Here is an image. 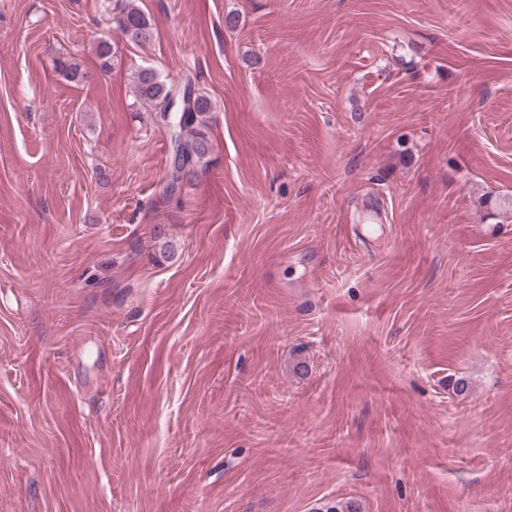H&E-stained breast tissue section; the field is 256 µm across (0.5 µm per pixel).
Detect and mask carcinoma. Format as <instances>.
<instances>
[{
  "label": "carcinoma",
  "mask_w": 512,
  "mask_h": 512,
  "mask_svg": "<svg viewBox=\"0 0 512 512\" xmlns=\"http://www.w3.org/2000/svg\"><path fill=\"white\" fill-rule=\"evenodd\" d=\"M117 8L116 26L126 42L145 47L154 41L156 26L141 8L139 0H120ZM97 56L100 73L104 76L110 74L118 61L115 52L107 43L102 42L97 46ZM56 69L74 81L84 78L80 64L70 57L59 59ZM133 92L142 105L155 112L168 100L173 88L155 68L142 67L135 74ZM211 108V101L197 92L190 112L172 114L171 121L179 126L183 147L182 173L175 177L180 186L192 181L198 167L206 163L211 151L208 117ZM316 512H359V506L353 501H329L317 508Z\"/></svg>",
  "instance_id": "cac0c4a2"
}]
</instances>
